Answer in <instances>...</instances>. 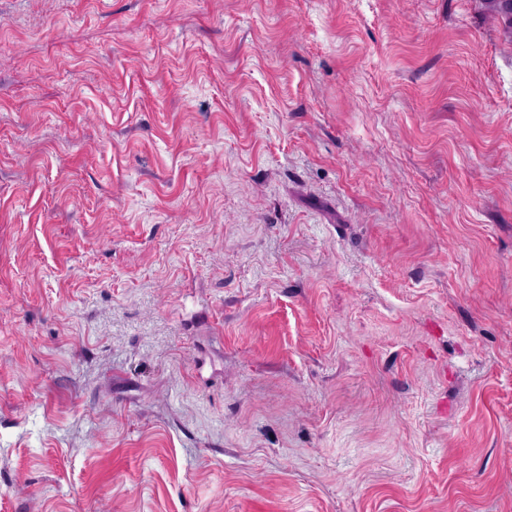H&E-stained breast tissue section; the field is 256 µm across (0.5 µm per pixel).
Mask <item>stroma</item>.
I'll list each match as a JSON object with an SVG mask.
<instances>
[{"mask_svg":"<svg viewBox=\"0 0 512 512\" xmlns=\"http://www.w3.org/2000/svg\"><path fill=\"white\" fill-rule=\"evenodd\" d=\"M492 0H0V512H512Z\"/></svg>","mask_w":512,"mask_h":512,"instance_id":"35a3bbf8","label":"stroma"}]
</instances>
